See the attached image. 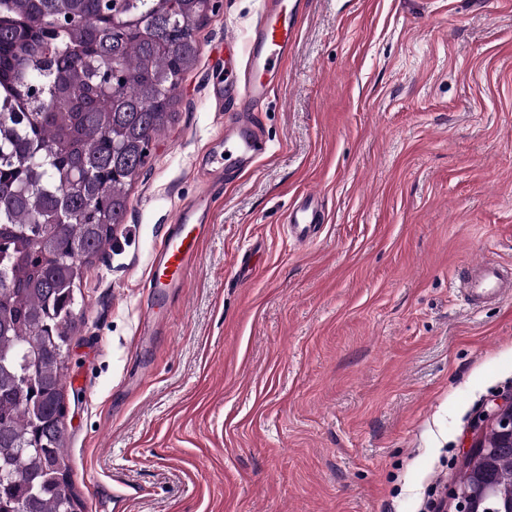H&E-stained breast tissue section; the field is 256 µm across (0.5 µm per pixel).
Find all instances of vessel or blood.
Instances as JSON below:
<instances>
[{
    "instance_id": "b4317fda",
    "label": "vessel or blood",
    "mask_w": 512,
    "mask_h": 512,
    "mask_svg": "<svg viewBox=\"0 0 512 512\" xmlns=\"http://www.w3.org/2000/svg\"><path fill=\"white\" fill-rule=\"evenodd\" d=\"M298 0H265L252 31L243 61H230L222 82L212 96L225 114V164L251 166L266 154L268 146L258 128V112L283 76V64L298 35ZM223 172L211 169L205 191L180 208L174 222L179 230L164 236L154 254L148 288L157 303H165L172 289L182 287L192 271L200 242L213 228V214ZM319 201L306 195L292 204L287 222L298 241L310 239L320 222ZM459 300L470 309L512 298V268L477 261L467 266L455 283Z\"/></svg>"
}]
</instances>
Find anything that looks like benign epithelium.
<instances>
[{
    "instance_id": "obj_1",
    "label": "benign epithelium",
    "mask_w": 512,
    "mask_h": 512,
    "mask_svg": "<svg viewBox=\"0 0 512 512\" xmlns=\"http://www.w3.org/2000/svg\"><path fill=\"white\" fill-rule=\"evenodd\" d=\"M474 431L464 451L463 475L448 492L453 512H484L490 498L496 502L494 512H512V475L493 488L484 481V472L495 464L498 449L512 448V398L479 415Z\"/></svg>"
}]
</instances>
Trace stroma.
<instances>
[{
    "label": "stroma",
    "instance_id": "stroma-1",
    "mask_svg": "<svg viewBox=\"0 0 512 512\" xmlns=\"http://www.w3.org/2000/svg\"><path fill=\"white\" fill-rule=\"evenodd\" d=\"M196 37L124 224L81 282L64 369L82 512H425L512 393V299L471 310L465 263L512 264V0H308L270 147L224 184L161 320L153 254L224 131L211 97L262 0ZM322 200L307 246L284 217Z\"/></svg>",
    "mask_w": 512,
    "mask_h": 512
}]
</instances>
